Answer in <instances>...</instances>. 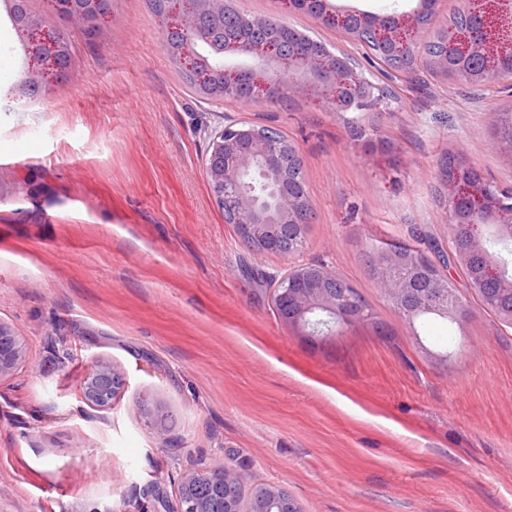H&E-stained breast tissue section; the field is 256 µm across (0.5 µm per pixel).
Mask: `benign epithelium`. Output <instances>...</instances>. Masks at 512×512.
<instances>
[{"label":"benign epithelium","mask_w":512,"mask_h":512,"mask_svg":"<svg viewBox=\"0 0 512 512\" xmlns=\"http://www.w3.org/2000/svg\"><path fill=\"white\" fill-rule=\"evenodd\" d=\"M443 0H418L409 11L374 13L335 6L331 0H289L292 8L307 11L320 22L336 28L349 39L361 43L370 39L393 51L412 46L415 61L448 79L457 78V67L468 68V84L486 86L488 69L471 67L474 56L491 65L496 81L512 90V0H459L456 13L468 22L448 40L445 52L431 55L420 39L423 20L433 15ZM88 8L70 13L57 5L65 17L77 15L84 28L96 33L98 0H87ZM193 2L175 4L170 12L171 25L185 30L195 26L189 15ZM26 50L32 61L27 79L43 87L55 77L56 58L60 52L59 38L54 29L38 19H30L22 31ZM219 63L207 77L224 81L230 92L242 86L253 90L257 99L284 100L303 96L314 90L331 112H363L378 110L387 105L381 86L366 80L361 73L339 56L322 61L312 52L302 54L292 63L273 43L254 45L248 41L228 42L219 50ZM253 132L244 122L227 120L212 138L208 155L211 185L225 206L236 208L238 222L245 231L257 226L276 237L292 224L302 223L310 203L292 197L273 207L262 202L261 196L247 189L254 184L267 188L278 181L284 157L300 158L295 144L283 150L279 138L263 142L252 141ZM474 166L460 156L452 157L442 168L444 199L450 201V222L463 225L470 234L471 252L451 255L454 264L467 266L470 253L482 256L481 272L468 280V286L479 293L484 283L494 281L512 293V278L503 273L506 261L489 247L492 241L512 245V193L495 191L483 176L473 177ZM333 276L322 265L299 264L290 268L279 280L284 288L280 296L294 298L293 310L285 323L312 340H326L340 329L371 319L364 309L345 311L336 299L326 295L323 285ZM23 359V347L10 327L0 322V380L9 377ZM112 368L95 365L88 374L92 384L83 389L86 401L97 407L112 403L116 388L112 385Z\"/></svg>","instance_id":"benign-epithelium-1"}]
</instances>
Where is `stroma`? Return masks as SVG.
Instances as JSON below:
<instances>
[{"instance_id": "35a3bbf8", "label": "stroma", "mask_w": 512, "mask_h": 512, "mask_svg": "<svg viewBox=\"0 0 512 512\" xmlns=\"http://www.w3.org/2000/svg\"><path fill=\"white\" fill-rule=\"evenodd\" d=\"M233 5L361 58L281 0ZM35 6L73 61L40 101L0 90V322L25 349L0 380V512H176L184 477L214 462L303 512H512V327L455 269L466 322L409 324L366 262L415 227L448 243L449 150L512 190L493 147L512 99L422 68L382 111L213 100L183 82L147 0H113L95 38L53 0ZM27 67L0 0V72ZM228 117L298 147L314 211L301 252L248 250L225 223L204 162ZM359 127L393 142L392 162ZM303 263L357 288L371 319L327 342L285 324L267 282ZM448 333L443 363L433 339ZM97 361L123 379L105 409L80 394Z\"/></svg>"}]
</instances>
